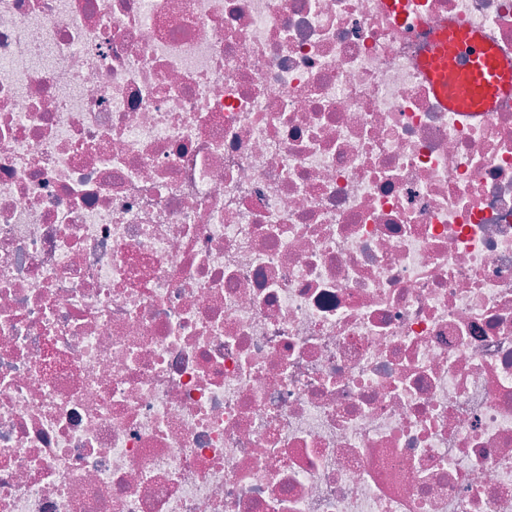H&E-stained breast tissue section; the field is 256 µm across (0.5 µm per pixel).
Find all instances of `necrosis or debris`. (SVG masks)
Masks as SVG:
<instances>
[{
    "label": "necrosis or debris",
    "mask_w": 512,
    "mask_h": 512,
    "mask_svg": "<svg viewBox=\"0 0 512 512\" xmlns=\"http://www.w3.org/2000/svg\"><path fill=\"white\" fill-rule=\"evenodd\" d=\"M512 0H0V512H512ZM421 69L444 107L453 112H488L512 94V61L504 60L464 27L431 33L421 52ZM448 69L454 82H446Z\"/></svg>",
    "instance_id": "obj_1"
}]
</instances>
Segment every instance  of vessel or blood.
<instances>
[{
  "instance_id": "obj_1",
  "label": "vessel or blood",
  "mask_w": 512,
  "mask_h": 512,
  "mask_svg": "<svg viewBox=\"0 0 512 512\" xmlns=\"http://www.w3.org/2000/svg\"><path fill=\"white\" fill-rule=\"evenodd\" d=\"M421 69L444 107L454 112H486L499 96L512 94V61L462 27L427 36Z\"/></svg>"
}]
</instances>
